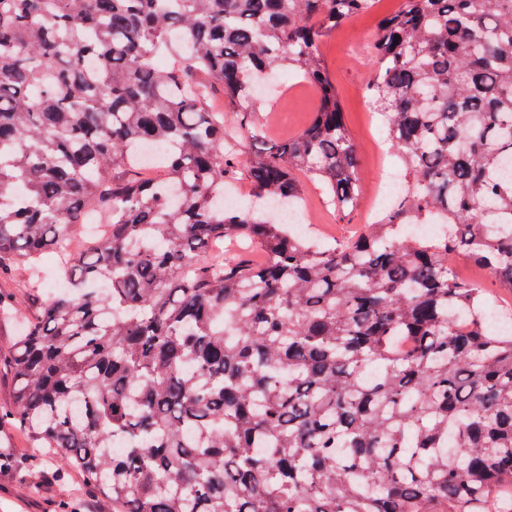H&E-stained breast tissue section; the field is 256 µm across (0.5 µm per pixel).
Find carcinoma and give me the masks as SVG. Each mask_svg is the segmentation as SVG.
Returning a JSON list of instances; mask_svg holds the SVG:
<instances>
[{"label":"carcinoma","mask_w":512,"mask_h":512,"mask_svg":"<svg viewBox=\"0 0 512 512\" xmlns=\"http://www.w3.org/2000/svg\"><path fill=\"white\" fill-rule=\"evenodd\" d=\"M374 0H0V270L65 255L13 344L29 434L113 512H512V0H401L370 86L409 190L326 246L280 219L299 175L341 209L358 149L320 57ZM171 57L161 70L156 56ZM320 104L268 155L254 73ZM236 114L207 109L215 87ZM258 208L224 204L239 167ZM93 210L97 244L74 225ZM441 224L433 237L405 224ZM248 238L260 262L208 250ZM124 437L120 453L113 439ZM454 271L460 279L485 288V295L491 304L512 313V291L508 288H501L483 268L471 262L467 257L459 255L455 261Z\"/></svg>","instance_id":"carcinoma-1"}]
</instances>
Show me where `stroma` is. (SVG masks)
<instances>
[{"instance_id":"35a3bbf8","label":"stroma","mask_w":512,"mask_h":512,"mask_svg":"<svg viewBox=\"0 0 512 512\" xmlns=\"http://www.w3.org/2000/svg\"><path fill=\"white\" fill-rule=\"evenodd\" d=\"M399 0H375L373 7L358 14L328 36L321 45L325 67L336 85L343 122L359 148V178L362 195L357 207L343 215L326 203L321 186L302 178L304 223L302 230L315 241L333 245L373 223L377 204L378 182L384 173L403 176L404 164L399 154L386 142L379 112L370 105L368 87L373 78L370 47L379 21L393 12ZM270 106L260 108L257 120L267 130V138L257 144L260 152L273 150L279 140L305 128L317 107L318 92L314 85L295 73L279 72L272 86ZM456 275L484 288L489 302L512 312V290L500 287L487 272L465 256L455 261ZM0 445L14 458L27 464L26 478L0 475V512H55L63 501H74L73 489L82 484L79 473L69 472L50 487L38 486L39 472L47 463L44 449L35 447L31 438L14 431L0 433Z\"/></svg>"}]
</instances>
